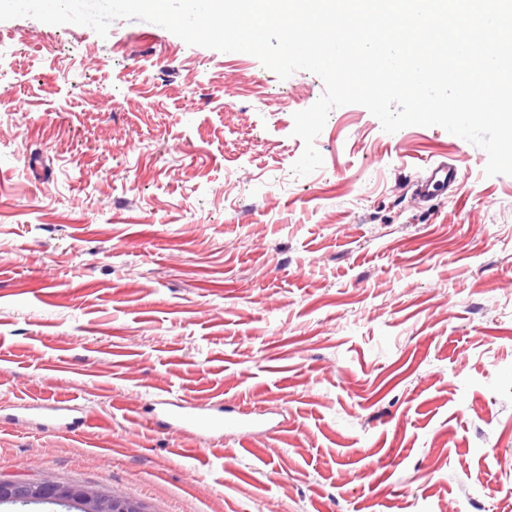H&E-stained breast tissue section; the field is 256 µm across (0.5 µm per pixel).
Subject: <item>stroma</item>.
<instances>
[{"label": "stroma", "mask_w": 512, "mask_h": 512, "mask_svg": "<svg viewBox=\"0 0 512 512\" xmlns=\"http://www.w3.org/2000/svg\"><path fill=\"white\" fill-rule=\"evenodd\" d=\"M118 19L0 22V480L148 512H512V176ZM458 171L427 203L412 184ZM187 395L264 423L150 425Z\"/></svg>", "instance_id": "stroma-1"}]
</instances>
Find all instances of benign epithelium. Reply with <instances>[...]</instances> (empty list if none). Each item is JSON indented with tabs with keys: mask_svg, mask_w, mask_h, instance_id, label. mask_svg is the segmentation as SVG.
Listing matches in <instances>:
<instances>
[{
	"mask_svg": "<svg viewBox=\"0 0 512 512\" xmlns=\"http://www.w3.org/2000/svg\"><path fill=\"white\" fill-rule=\"evenodd\" d=\"M44 501L80 502L84 512H133L134 505L128 499L111 495L102 498L99 493L85 488L55 482H30L19 486L15 482L0 481V502Z\"/></svg>",
	"mask_w": 512,
	"mask_h": 512,
	"instance_id": "obj_1",
	"label": "benign epithelium"
}]
</instances>
